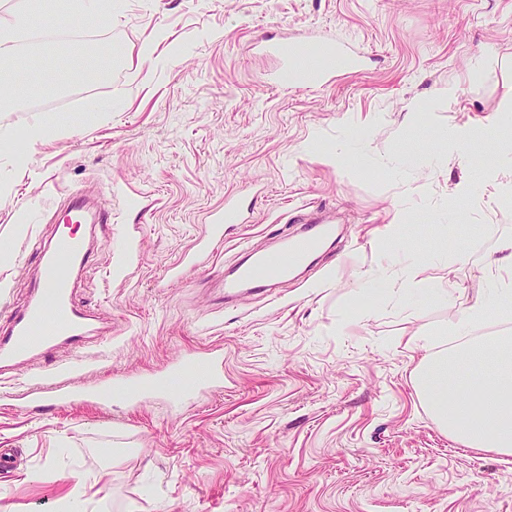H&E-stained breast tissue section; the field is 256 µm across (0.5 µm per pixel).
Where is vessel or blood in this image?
<instances>
[{"label": "vessel or blood", "instance_id": "b4317fda", "mask_svg": "<svg viewBox=\"0 0 512 512\" xmlns=\"http://www.w3.org/2000/svg\"><path fill=\"white\" fill-rule=\"evenodd\" d=\"M263 53L278 58L281 68L270 82L283 90L303 86L307 89L326 87L336 71L363 67L366 55L351 40L333 43L317 40L288 45L260 39ZM63 227L53 244L36 247L38 276L30 299L13 309L6 328L0 330V394L39 407H53L78 401L107 405L114 391H122L127 404L135 405L148 398L177 402L199 393L219 389L224 382V355L210 350L172 363L166 373L138 377L113 376L111 383L98 381L74 383L64 368L46 372L41 382L17 381L12 372L16 366L33 357L52 353L67 345L80 351L90 336L100 334L92 314L76 305L67 269L86 268L91 248L81 226L95 228L112 221L106 210L90 208L85 195L71 191L64 199ZM244 214L239 202L226 201L223 208L210 213L209 222L197 239L198 252L208 253L224 240V227L239 224ZM336 236V226L329 221H302L286 237L284 243L267 252H248L224 274V293L262 295L272 284L302 266L324 244Z\"/></svg>", "mask_w": 512, "mask_h": 512}]
</instances>
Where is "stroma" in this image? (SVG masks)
<instances>
[{"label":"stroma","mask_w":512,"mask_h":512,"mask_svg":"<svg viewBox=\"0 0 512 512\" xmlns=\"http://www.w3.org/2000/svg\"><path fill=\"white\" fill-rule=\"evenodd\" d=\"M53 42L9 55L81 63L111 44V82L38 111L14 73L0 103V327L36 274L29 237L50 242L65 194L108 195L74 301L109 337L54 358L77 383L163 371L224 351V389L177 405L29 409L0 399V512H54L79 471L101 474L111 512H512V456L466 448L434 422L408 341L512 281V0H122ZM355 40L369 61L324 89L282 93L255 44ZM455 87L454 98L441 91ZM473 136L462 160L436 143ZM352 148L361 172L337 166ZM246 223L198 268L159 287L226 198ZM335 212L318 264L267 295L224 299L241 244L275 247L302 212ZM407 305L364 293L401 280ZM450 289L442 302L434 291Z\"/></svg>","instance_id":"stroma-1"}]
</instances>
